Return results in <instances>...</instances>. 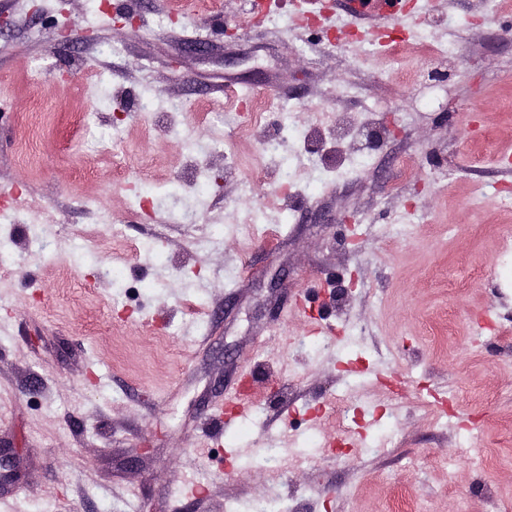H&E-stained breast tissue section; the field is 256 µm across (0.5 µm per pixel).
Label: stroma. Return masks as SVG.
I'll return each mask as SVG.
<instances>
[{
	"mask_svg": "<svg viewBox=\"0 0 512 512\" xmlns=\"http://www.w3.org/2000/svg\"><path fill=\"white\" fill-rule=\"evenodd\" d=\"M100 3L0 0V512H512V8Z\"/></svg>",
	"mask_w": 512,
	"mask_h": 512,
	"instance_id": "stroma-1",
	"label": "stroma"
}]
</instances>
